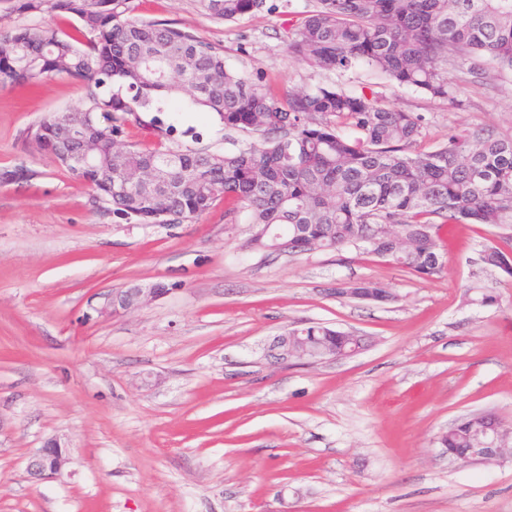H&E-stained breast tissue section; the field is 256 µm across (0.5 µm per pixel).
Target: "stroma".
I'll use <instances>...</instances> for the list:
<instances>
[{
	"label": "stroma",
	"instance_id": "obj_1",
	"mask_svg": "<svg viewBox=\"0 0 512 512\" xmlns=\"http://www.w3.org/2000/svg\"><path fill=\"white\" fill-rule=\"evenodd\" d=\"M309 0H266L234 21L202 0H129L131 16L171 22L224 48L227 64L275 93H375L424 119L422 149L484 127L512 137V73L449 71L456 103L358 67L297 61L284 42ZM80 83L0 89V512H512V458L464 466L438 436L467 414L512 426V278L485 267L506 229L446 224L445 268L424 279L348 246L265 256L223 202L184 224L113 215L24 129L75 107ZM124 137L230 151L247 133L176 104L141 112ZM374 281L388 303L339 298ZM156 294L99 314L127 288ZM497 301L480 304L482 293ZM320 322L363 336L357 354L314 363L269 357L284 328ZM56 438L71 474L27 480L29 453Z\"/></svg>",
	"mask_w": 512,
	"mask_h": 512
}]
</instances>
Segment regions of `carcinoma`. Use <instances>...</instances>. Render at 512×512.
<instances>
[{
  "mask_svg": "<svg viewBox=\"0 0 512 512\" xmlns=\"http://www.w3.org/2000/svg\"><path fill=\"white\" fill-rule=\"evenodd\" d=\"M20 15L58 21L0 30V89L39 86L54 76L82 83V102L50 113L23 140L89 180L112 213L142 224H183L232 201L224 218L246 213L247 247L272 253L266 233L281 226L288 254L340 250L372 236L368 249L421 278L439 275L440 224L512 229V137L491 129L448 135L430 151L422 116L336 87L271 94L224 62V48L166 20L134 18L127 0H9ZM264 0H206L226 21ZM289 54L321 68L364 66L391 83L454 102L448 62L512 71V0H310L286 30ZM214 112L224 127L253 135L229 152L150 146L121 139L129 117L177 97ZM90 155L93 165L79 164ZM398 238L414 242L399 250ZM496 244L485 265L512 277ZM316 347L339 330L304 324ZM483 422L465 419L438 438L471 448Z\"/></svg>",
  "mask_w": 512,
  "mask_h": 512,
  "instance_id": "1",
  "label": "carcinoma"
}]
</instances>
